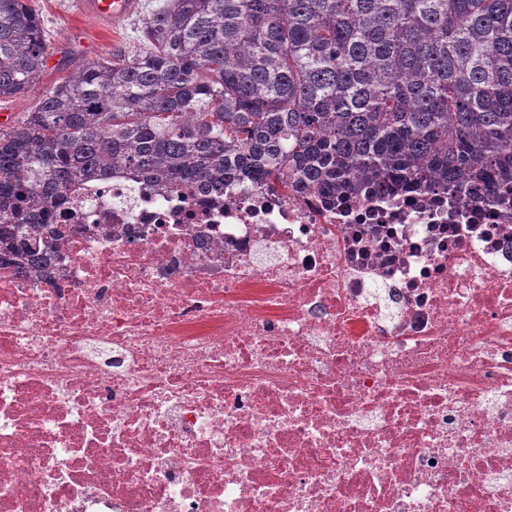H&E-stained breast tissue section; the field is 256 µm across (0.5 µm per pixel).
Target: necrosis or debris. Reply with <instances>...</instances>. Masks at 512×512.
<instances>
[{
  "label": "necrosis or debris",
  "instance_id": "obj_1",
  "mask_svg": "<svg viewBox=\"0 0 512 512\" xmlns=\"http://www.w3.org/2000/svg\"><path fill=\"white\" fill-rule=\"evenodd\" d=\"M0 266V512H512V203L117 175Z\"/></svg>",
  "mask_w": 512,
  "mask_h": 512
}]
</instances>
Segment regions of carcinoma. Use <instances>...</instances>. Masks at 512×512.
<instances>
[{
	"label": "carcinoma",
	"mask_w": 512,
	"mask_h": 512,
	"mask_svg": "<svg viewBox=\"0 0 512 512\" xmlns=\"http://www.w3.org/2000/svg\"><path fill=\"white\" fill-rule=\"evenodd\" d=\"M142 33L0 129L3 253L34 256L19 225L117 173L512 202V0H166ZM48 52L28 0H0V99Z\"/></svg>",
	"instance_id": "1"
}]
</instances>
